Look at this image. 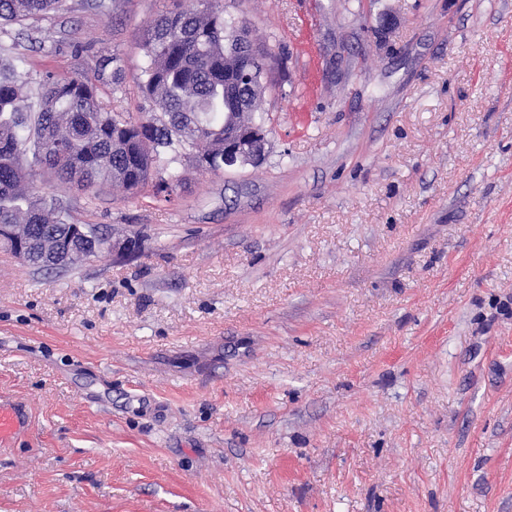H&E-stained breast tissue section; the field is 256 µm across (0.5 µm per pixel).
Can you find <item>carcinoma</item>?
I'll return each instance as SVG.
<instances>
[{"label": "carcinoma", "instance_id": "1", "mask_svg": "<svg viewBox=\"0 0 512 512\" xmlns=\"http://www.w3.org/2000/svg\"><path fill=\"white\" fill-rule=\"evenodd\" d=\"M67 10V0H0V25L27 27ZM236 25L217 0H195L147 29L140 44L145 65L139 85L161 109V115L148 118L158 131L150 147L143 145L135 121L105 110L88 77L46 71L33 90L24 73L25 56H0V226L32 225L24 264L51 269L47 254L54 247L69 267L84 257L83 248L69 243L78 220L58 199L29 187L33 168L79 191L98 193L113 184L137 194L165 154L187 166L209 157L212 171L223 168L224 117L244 129L265 123L260 99L269 54L250 71L245 107L224 94L245 74L227 43Z\"/></svg>", "mask_w": 512, "mask_h": 512}]
</instances>
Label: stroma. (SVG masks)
<instances>
[{"label": "stroma", "mask_w": 512, "mask_h": 512, "mask_svg": "<svg viewBox=\"0 0 512 512\" xmlns=\"http://www.w3.org/2000/svg\"><path fill=\"white\" fill-rule=\"evenodd\" d=\"M69 4L0 47L157 113L139 43L185 0ZM220 4L278 57L265 161L39 174L137 252L0 247V512H512V0ZM19 405L11 402L0 401V443L13 437L24 426L25 419L19 412Z\"/></svg>", "instance_id": "stroma-1"}]
</instances>
